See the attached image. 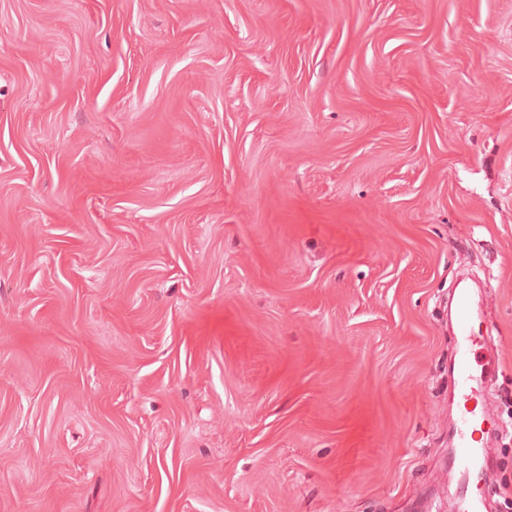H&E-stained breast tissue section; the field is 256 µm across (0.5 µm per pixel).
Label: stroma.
Returning <instances> with one entry per match:
<instances>
[{
	"mask_svg": "<svg viewBox=\"0 0 512 512\" xmlns=\"http://www.w3.org/2000/svg\"><path fill=\"white\" fill-rule=\"evenodd\" d=\"M469 499L512 512V0H0V512ZM472 306L465 293H461L456 304V322L458 333L462 339V346L459 355L460 391L466 396L472 390L470 382L473 380L474 363L476 351L479 344L478 336L472 334L471 325Z\"/></svg>",
	"mask_w": 512,
	"mask_h": 512,
	"instance_id": "35a3bbf8",
	"label": "stroma"
}]
</instances>
